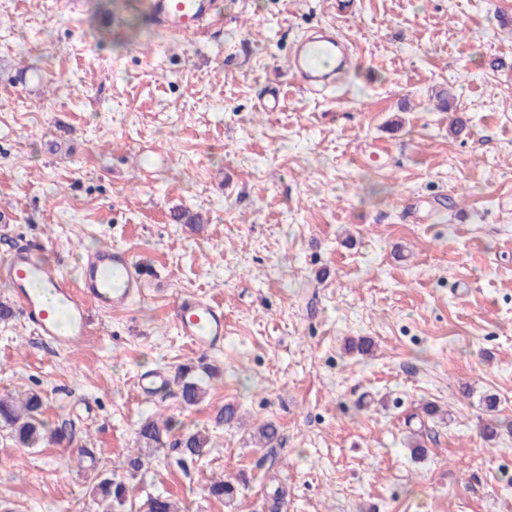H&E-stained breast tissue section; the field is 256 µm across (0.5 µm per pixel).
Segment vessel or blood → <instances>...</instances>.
<instances>
[{"instance_id": "b4317fda", "label": "vessel or blood", "mask_w": 512, "mask_h": 512, "mask_svg": "<svg viewBox=\"0 0 512 512\" xmlns=\"http://www.w3.org/2000/svg\"><path fill=\"white\" fill-rule=\"evenodd\" d=\"M148 14L154 23L183 36L198 35L218 20L215 0H149ZM289 54L293 77L310 89L331 84L351 61L347 40L332 26L317 27L293 44ZM0 281L10 285L36 334L62 348L91 335V307L120 309L143 292L137 264L114 247L89 255L76 281L44 262L39 249L23 247L0 260ZM174 320L180 334L198 349H212L224 341L220 306L184 299L174 306Z\"/></svg>"}]
</instances>
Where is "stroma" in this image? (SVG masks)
<instances>
[{
	"label": "stroma",
	"instance_id": "stroma-1",
	"mask_svg": "<svg viewBox=\"0 0 512 512\" xmlns=\"http://www.w3.org/2000/svg\"><path fill=\"white\" fill-rule=\"evenodd\" d=\"M336 8L218 0L220 21L185 39L146 0H0V258L36 246L75 279L112 246L144 269L141 298L92 310L70 350L19 310L0 318V395L38 391L48 424L74 430L38 448L0 431V512H103L90 471H119L153 416L175 427L128 481L137 507L512 512V433H481L512 422V0ZM324 24L358 65L310 91L287 52ZM275 86L283 110L260 111ZM456 110L468 133L450 132ZM184 209L203 224L176 222ZM190 298L223 306V345L180 335ZM199 363L219 373L197 406L138 388ZM227 403L240 424L219 421ZM266 420L273 448L252 439ZM189 431L209 438L195 461L172 447ZM76 446L94 465L68 464ZM214 478L236 496H209Z\"/></svg>",
	"mask_w": 512,
	"mask_h": 512
}]
</instances>
